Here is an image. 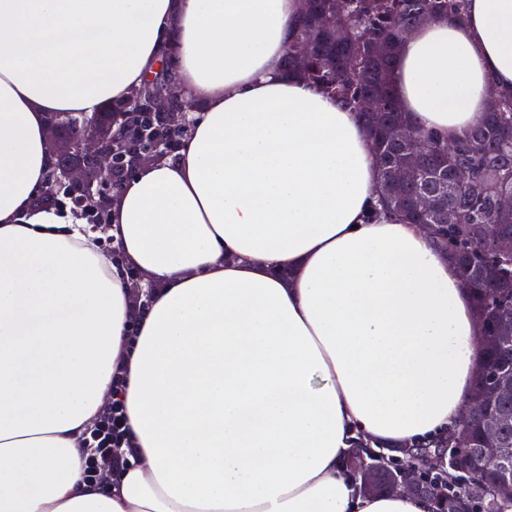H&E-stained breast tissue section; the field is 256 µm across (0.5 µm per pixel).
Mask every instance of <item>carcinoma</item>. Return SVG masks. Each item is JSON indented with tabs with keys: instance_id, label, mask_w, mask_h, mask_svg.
<instances>
[{
	"instance_id": "1",
	"label": "carcinoma",
	"mask_w": 512,
	"mask_h": 512,
	"mask_svg": "<svg viewBox=\"0 0 512 512\" xmlns=\"http://www.w3.org/2000/svg\"><path fill=\"white\" fill-rule=\"evenodd\" d=\"M465 0H312V8L304 10L294 39L311 42L314 58L307 68L295 69L291 51H286L284 69L343 101L360 109L359 99L367 89H380V106L387 113L390 127L410 122L401 111L389 85V74L395 63L398 45L406 32L415 28L417 18L451 17L462 20ZM350 33L341 43L337 31ZM500 108L486 112L461 137L452 143V161L441 172V178L431 174L432 158H413L404 153L391 133L380 138L370 135L376 144L379 164L380 193L383 213L394 215L408 224H431L433 220L408 211L412 196L421 188L442 196L440 204L456 214V223L441 227L435 242L450 253L461 280L474 297L481 317L480 337L484 356L480 369L492 371L512 365V348L498 345V325L512 320V265L503 264L497 270L501 284L497 288L465 271H476L496 262L482 229L486 224H506L512 227V216L502 215L497 208V196L512 191V92H496ZM406 164L419 170L418 182L391 184L387 170ZM471 494L467 477L448 479V504Z\"/></svg>"
}]
</instances>
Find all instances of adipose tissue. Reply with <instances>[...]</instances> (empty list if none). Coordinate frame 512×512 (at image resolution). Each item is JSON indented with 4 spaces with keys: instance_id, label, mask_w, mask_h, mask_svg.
Wrapping results in <instances>:
<instances>
[{
    "instance_id": "1",
    "label": "adipose tissue",
    "mask_w": 512,
    "mask_h": 512,
    "mask_svg": "<svg viewBox=\"0 0 512 512\" xmlns=\"http://www.w3.org/2000/svg\"><path fill=\"white\" fill-rule=\"evenodd\" d=\"M302 14L0 0V512H430L360 492L351 439L399 457L456 430L479 322L431 236L373 219L363 117L285 74ZM167 41L201 114L87 231L44 198L47 123L127 100ZM391 85L418 132L455 141L512 90V0L410 31ZM118 372L128 463L90 480Z\"/></svg>"
}]
</instances>
